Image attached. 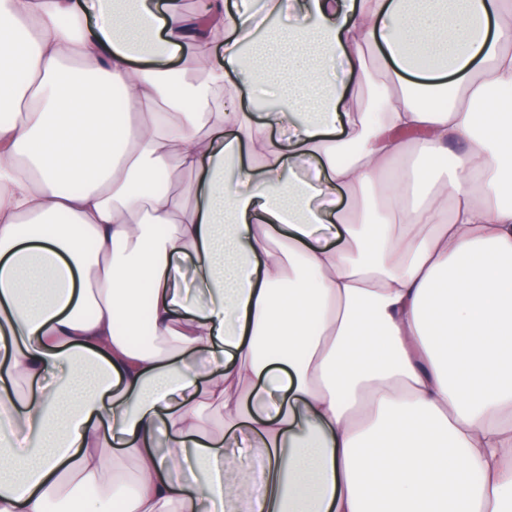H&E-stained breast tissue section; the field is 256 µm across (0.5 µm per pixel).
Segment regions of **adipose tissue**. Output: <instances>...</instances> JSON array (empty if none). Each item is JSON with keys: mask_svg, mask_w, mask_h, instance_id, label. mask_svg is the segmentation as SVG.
Segmentation results:
<instances>
[{"mask_svg": "<svg viewBox=\"0 0 512 512\" xmlns=\"http://www.w3.org/2000/svg\"><path fill=\"white\" fill-rule=\"evenodd\" d=\"M264 10L0 0V512H512V0Z\"/></svg>", "mask_w": 512, "mask_h": 512, "instance_id": "1", "label": "adipose tissue"}]
</instances>
